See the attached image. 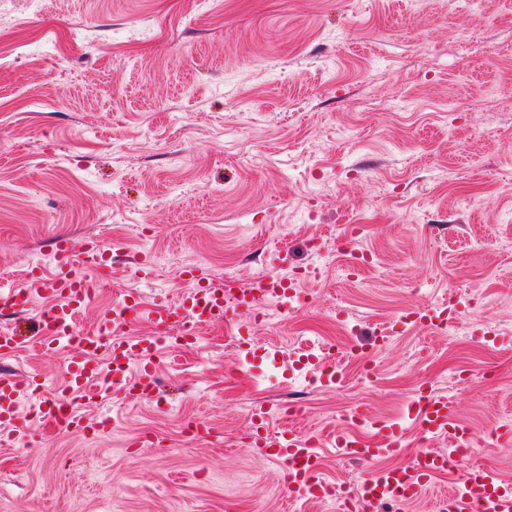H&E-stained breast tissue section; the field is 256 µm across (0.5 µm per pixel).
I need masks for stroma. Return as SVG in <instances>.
<instances>
[{
	"label": "stroma",
	"mask_w": 512,
	"mask_h": 512,
	"mask_svg": "<svg viewBox=\"0 0 512 512\" xmlns=\"http://www.w3.org/2000/svg\"><path fill=\"white\" fill-rule=\"evenodd\" d=\"M1 41L0 278L51 267L59 235L103 239L119 270L89 329L127 291L176 302L187 265L276 275L284 247L318 274L300 283L307 307L257 326L255 372L234 328L207 326L162 357L158 400H80L106 430L0 445V512H331L250 454L253 413L299 402L322 475L355 486L424 441L410 427L403 452L350 461L329 442L343 414L401 421L425 383L458 400L473 453L400 512H434L470 465L512 482V445L487 440L512 425V0H0ZM144 253L147 282L127 272ZM440 300L462 336L407 322ZM47 306L0 328L24 332L5 369L51 395L68 354L43 347ZM306 343L349 354L342 382L294 369ZM193 418L216 438H187ZM145 434L160 447H134Z\"/></svg>",
	"instance_id": "obj_1"
}]
</instances>
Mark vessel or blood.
Wrapping results in <instances>:
<instances>
[{
  "instance_id": "vessel-or-blood-1",
  "label": "vessel or blood",
  "mask_w": 512,
  "mask_h": 512,
  "mask_svg": "<svg viewBox=\"0 0 512 512\" xmlns=\"http://www.w3.org/2000/svg\"><path fill=\"white\" fill-rule=\"evenodd\" d=\"M53 260L55 271L30 272L24 284L0 293V308L20 313L34 297L52 301L43 325L50 341L71 335L78 316L95 299L100 284L111 278L112 252L97 238H56ZM182 278L190 290L176 303L145 305L137 292L125 293L112 307L98 316V328L70 345L66 368L67 390L64 396L47 398L29 414H20L19 400L30 391L33 381L0 375V427L7 429L13 443L32 437L39 421L73 432L90 429V419L70 411L61 414V405L81 396L100 402H123L132 392L146 395L157 383L156 362L165 348H190L196 345V328L222 323L237 327L241 349H249L244 316L257 315L265 302L274 301L290 311L306 304L307 298L296 280L288 276L261 274L243 281L237 278L215 280L205 269L185 267ZM145 315L149 331L129 336L125 328L132 317ZM410 417L419 430L435 435H465L458 425L457 403L420 387L410 407ZM402 428L381 425L375 440L353 438L350 432L335 435L337 448L351 458L370 461L401 449ZM317 439L290 430L272 431L265 416L254 415L249 450L255 458L281 463L288 477L291 494L315 501L329 497V483L319 472ZM443 450L419 452L401 467L377 473L361 482L358 496L378 502L417 499L431 478L447 473ZM435 512H512V484L500 480L485 468L470 469L464 480L436 501Z\"/></svg>"
}]
</instances>
